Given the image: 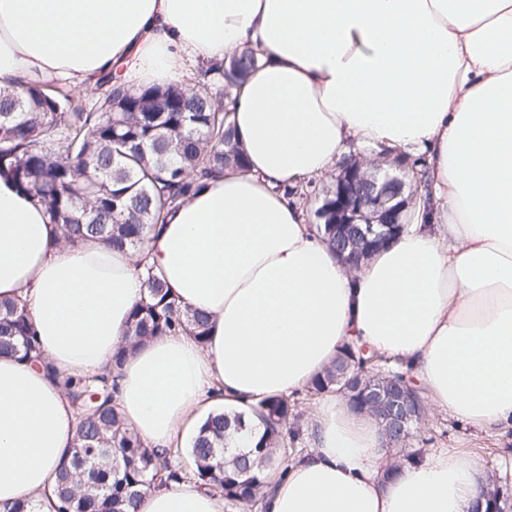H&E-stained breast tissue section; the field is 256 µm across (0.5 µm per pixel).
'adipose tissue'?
I'll return each instance as SVG.
<instances>
[{"label": "adipose tissue", "mask_w": 512, "mask_h": 512, "mask_svg": "<svg viewBox=\"0 0 512 512\" xmlns=\"http://www.w3.org/2000/svg\"><path fill=\"white\" fill-rule=\"evenodd\" d=\"M259 63L233 91L248 164L202 180L146 255L61 243L43 204L0 177V298L27 303L44 357L103 371L126 344L143 267L209 314L205 344L157 336L125 361L124 426L165 453L213 405L304 389L352 340L407 362L426 404L512 429V0H0V86L106 72L136 90L237 50ZM428 157L402 232L358 269L280 191L350 146ZM79 416L37 364L0 357V512H52ZM376 421L323 400L310 452L270 473L262 512H473L477 461L445 448L386 476ZM221 493L156 485L137 512H224Z\"/></svg>", "instance_id": "adipose-tissue-1"}]
</instances>
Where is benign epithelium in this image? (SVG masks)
Masks as SVG:
<instances>
[{
  "instance_id": "obj_1",
  "label": "benign epithelium",
  "mask_w": 512,
  "mask_h": 512,
  "mask_svg": "<svg viewBox=\"0 0 512 512\" xmlns=\"http://www.w3.org/2000/svg\"><path fill=\"white\" fill-rule=\"evenodd\" d=\"M405 186L404 179L383 171L380 165L370 172L355 160L341 167L332 192L336 194V229L344 226L352 229L344 233L346 246L350 247L342 255L345 262L360 265L399 234L412 201L404 197ZM378 379L379 375L370 372L352 378L347 385L357 387L361 398L376 401L385 409V414L379 417L385 437L401 435L410 422L421 419L424 400L407 387L392 382L380 385ZM482 494L493 505L484 508L479 502L475 512H505L502 503L507 497L502 491L491 496L485 487Z\"/></svg>"
}]
</instances>
